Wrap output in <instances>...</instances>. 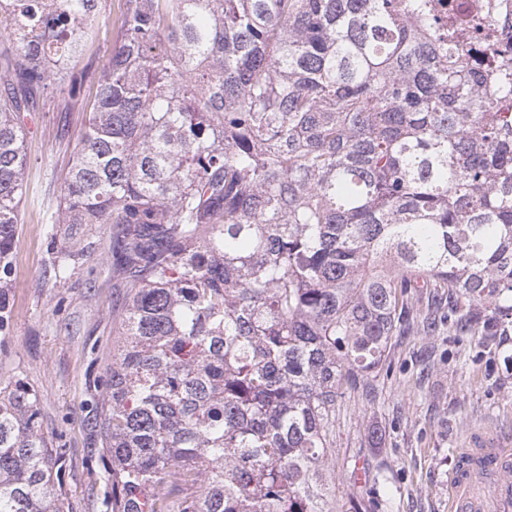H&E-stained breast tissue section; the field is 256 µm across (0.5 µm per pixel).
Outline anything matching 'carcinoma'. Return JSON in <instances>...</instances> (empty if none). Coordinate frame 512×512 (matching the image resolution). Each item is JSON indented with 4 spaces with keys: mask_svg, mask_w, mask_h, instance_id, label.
Masks as SVG:
<instances>
[{
    "mask_svg": "<svg viewBox=\"0 0 512 512\" xmlns=\"http://www.w3.org/2000/svg\"><path fill=\"white\" fill-rule=\"evenodd\" d=\"M104 2L0 0V335L23 117L51 87L91 118L48 223L112 225L125 288L107 509L329 512L336 401L381 370L416 279L512 316V69L431 46L395 0H120L88 103L70 63ZM63 467L38 391L0 379V512H68Z\"/></svg>",
    "mask_w": 512,
    "mask_h": 512,
    "instance_id": "carcinoma-1",
    "label": "carcinoma"
}]
</instances>
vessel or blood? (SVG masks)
Returning a JSON list of instances; mask_svg holds the SVG:
<instances>
[{
  "mask_svg": "<svg viewBox=\"0 0 512 512\" xmlns=\"http://www.w3.org/2000/svg\"><path fill=\"white\" fill-rule=\"evenodd\" d=\"M448 512H512V434H471L448 472Z\"/></svg>",
  "mask_w": 512,
  "mask_h": 512,
  "instance_id": "1",
  "label": "vessel or blood"
}]
</instances>
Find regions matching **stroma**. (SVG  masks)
<instances>
[{
	"label": "stroma",
	"instance_id": "obj_1",
	"mask_svg": "<svg viewBox=\"0 0 512 512\" xmlns=\"http://www.w3.org/2000/svg\"><path fill=\"white\" fill-rule=\"evenodd\" d=\"M87 130V114L63 112L53 99L25 119L29 197L14 243L0 379L38 391L44 433L66 456L60 483L70 512H108L111 480L94 418L125 303L112 279V227L45 222ZM52 241L86 251L60 284L45 275ZM386 364L336 402L329 512H349L365 496L382 512H448L446 473L461 442L482 427L512 431V335L444 326L396 336Z\"/></svg>",
	"mask_w": 512,
	"mask_h": 512
}]
</instances>
